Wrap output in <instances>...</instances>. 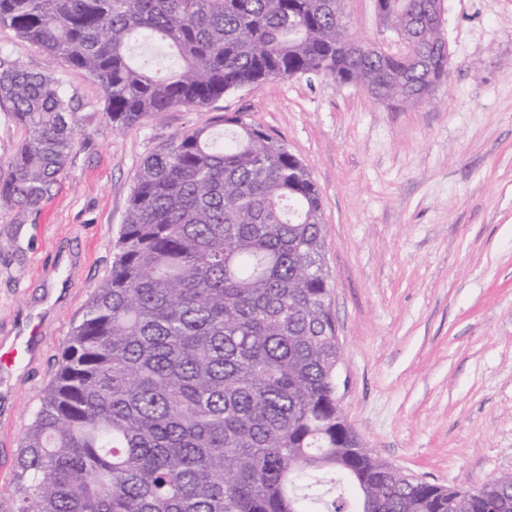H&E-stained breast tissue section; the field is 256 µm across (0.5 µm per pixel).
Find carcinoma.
Segmentation results:
<instances>
[{
  "label": "carcinoma",
  "mask_w": 512,
  "mask_h": 512,
  "mask_svg": "<svg viewBox=\"0 0 512 512\" xmlns=\"http://www.w3.org/2000/svg\"><path fill=\"white\" fill-rule=\"evenodd\" d=\"M382 2L410 46L385 63L345 51L341 0H0V26L48 58L35 72L0 49V108L25 132L0 209L24 223L82 134L59 61L119 129L296 75L421 105L447 42L414 25L426 0ZM220 122L141 163L110 275L22 440L15 512H512V474L409 481L364 448L336 396L319 192L278 136Z\"/></svg>",
  "instance_id": "carcinoma-1"
}]
</instances>
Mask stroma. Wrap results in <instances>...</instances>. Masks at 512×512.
Returning <instances> with one entry per match:
<instances>
[{"label":"stroma","mask_w":512,"mask_h":512,"mask_svg":"<svg viewBox=\"0 0 512 512\" xmlns=\"http://www.w3.org/2000/svg\"><path fill=\"white\" fill-rule=\"evenodd\" d=\"M344 15L356 40L381 39L375 0ZM442 29L451 72L414 109L303 75L118 130L99 85L61 68L83 132L38 212L20 225L0 210V343L36 315L43 336L0 387V512H15L22 438L111 269L141 161L236 112L320 193L338 398L367 448L447 487L512 473V0H443Z\"/></svg>","instance_id":"35a3bbf8"}]
</instances>
